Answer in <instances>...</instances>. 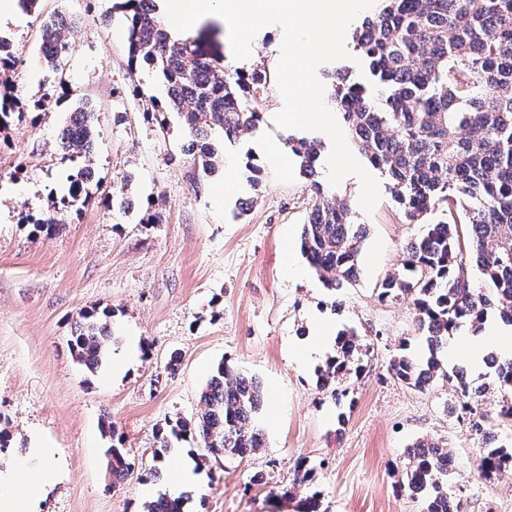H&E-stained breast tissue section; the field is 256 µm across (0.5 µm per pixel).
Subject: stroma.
Returning <instances> with one entry per match:
<instances>
[{"instance_id": "1", "label": "stroma", "mask_w": 512, "mask_h": 512, "mask_svg": "<svg viewBox=\"0 0 512 512\" xmlns=\"http://www.w3.org/2000/svg\"><path fill=\"white\" fill-rule=\"evenodd\" d=\"M119 0H38L19 20L0 21L13 41L14 93L28 103L51 89L45 110L0 127V428L8 434L0 460L18 459L35 444L62 476L41 498L39 512H143L145 487L166 488V473L194 464L199 447L177 444L148 477L156 433L170 419L196 417L200 395L218 363L260 382L258 417L265 444L244 458L207 455L198 484L186 490L184 512H297L287 494L296 468L310 470L322 512H426L424 498L399 482L413 442L446 443L455 465L448 483L460 489V512H512V470L492 480L477 470L481 440L454 409L453 383L418 391L392 379L390 359L400 346L429 355L410 299L382 300V279L399 269L406 244L421 227L405 223L392 184L377 173L381 199L372 213L359 205L361 181L345 176L333 193L354 223L365 225L357 280L330 291L301 251L312 205V181H326L324 162L308 177L295 156H279L289 132L275 122L283 101L266 85L263 120L225 141L223 158L236 166L238 191L224 197L225 168L206 175L186 151L189 135L176 112L167 128L150 114L165 94L147 67L130 68ZM66 14L78 25L59 70L40 57L43 18ZM212 31L190 36L227 68L276 73L283 30L270 25L253 38L251 55L232 56L220 17ZM95 111L93 168L98 188L82 210L58 213L53 235L34 219L69 192L81 162L63 155L57 136L76 99ZM256 158L263 173L251 184ZM130 186L134 208L115 198ZM159 223H148L149 215ZM293 251L298 273L283 259ZM111 308L121 341L109 363L89 371L67 341L81 311ZM356 329L370 347L364 370L344 382L348 397L321 389L317 370L333 348L306 366L291 350L315 324ZM180 365L170 370L171 354ZM487 427L512 446V421L499 418L503 392L494 374L476 373ZM124 439L134 474L113 485L104 431ZM195 465V464H194Z\"/></svg>"}]
</instances>
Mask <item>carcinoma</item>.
<instances>
[{"label":"carcinoma","instance_id":"cac0c4a2","mask_svg":"<svg viewBox=\"0 0 512 512\" xmlns=\"http://www.w3.org/2000/svg\"><path fill=\"white\" fill-rule=\"evenodd\" d=\"M143 0H125L119 8L128 17V55L131 64L145 65L163 84L168 107L177 111L193 138L194 164L205 173L220 162L213 135H237L256 126L260 113L242 103L247 84L256 88L270 81L264 69L242 75L200 52L189 38L175 37L146 9ZM75 29L54 16L42 25L43 59L60 67ZM355 48L371 76V84L349 81L333 84L332 105L342 112L348 130L370 165L393 182L410 224H422L421 234L405 249L402 268L380 284L383 300H412L418 328L432 356L420 362L405 352L394 355L390 375L418 390L440 378L460 379L459 407L469 425L484 432V415L474 403L470 384L459 370L443 369L434 353L448 336L465 324L478 326L488 310L512 326V0H382L355 33ZM74 133H61L58 147L86 165L69 175L67 207L83 206L93 184L91 156L95 127L82 105L71 111ZM290 151L304 170L314 167L320 141L288 139ZM315 200L302 227L301 246L311 266L331 290L357 278L364 231L348 210L316 184ZM441 211L446 220L428 221ZM475 263L483 287L472 281ZM112 310L79 314L70 351L95 370L119 337L112 334ZM369 348L352 330L339 334L336 355L318 369L319 385L341 396L336 381L363 368ZM501 386L512 388V359L486 354ZM202 408L187 421L166 422L159 430L154 458L162 461L171 439L192 438L212 454L240 458L263 445L256 422L264 404L258 381L234 376L219 364L201 395ZM112 484L123 482L131 470L124 448L109 449ZM402 485L425 493L427 512H439L444 501L459 512L448 487L452 458L445 445L429 438L416 441L407 454ZM512 468V448H482L479 475L490 480ZM183 497L163 494L146 512H183Z\"/></svg>","mask_w":512,"mask_h":512}]
</instances>
